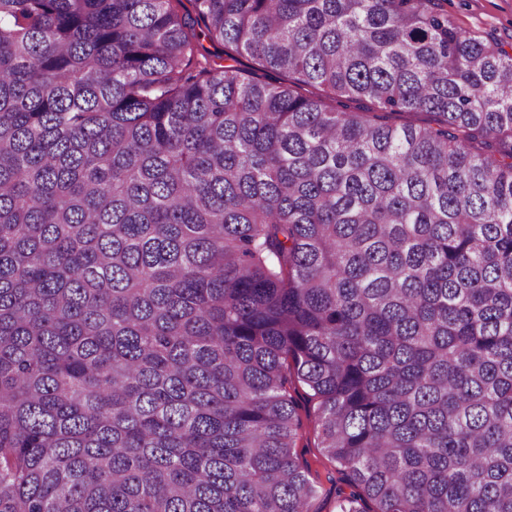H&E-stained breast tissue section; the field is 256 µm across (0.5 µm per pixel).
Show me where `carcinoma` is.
<instances>
[{
  "label": "carcinoma",
  "mask_w": 512,
  "mask_h": 512,
  "mask_svg": "<svg viewBox=\"0 0 512 512\" xmlns=\"http://www.w3.org/2000/svg\"><path fill=\"white\" fill-rule=\"evenodd\" d=\"M189 2L0 0V512H312L296 381L337 512H512V53ZM307 391V388L297 382L295 390L291 391L298 402L299 413L304 423L297 449L303 459L307 461L311 477L321 485L320 497L316 502L317 510L320 512H335L337 510L336 491L342 489L348 494L351 489L343 480V475L338 467L328 463L321 456L315 411L313 406L307 403Z\"/></svg>",
  "instance_id": "1"
}]
</instances>
